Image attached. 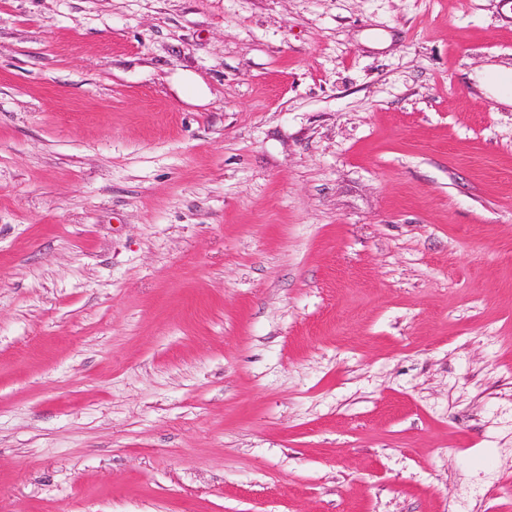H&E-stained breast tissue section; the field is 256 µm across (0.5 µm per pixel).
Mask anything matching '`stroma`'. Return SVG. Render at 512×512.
I'll return each mask as SVG.
<instances>
[{
	"label": "stroma",
	"instance_id": "1",
	"mask_svg": "<svg viewBox=\"0 0 512 512\" xmlns=\"http://www.w3.org/2000/svg\"><path fill=\"white\" fill-rule=\"evenodd\" d=\"M504 0H0V512H512Z\"/></svg>",
	"mask_w": 512,
	"mask_h": 512
}]
</instances>
